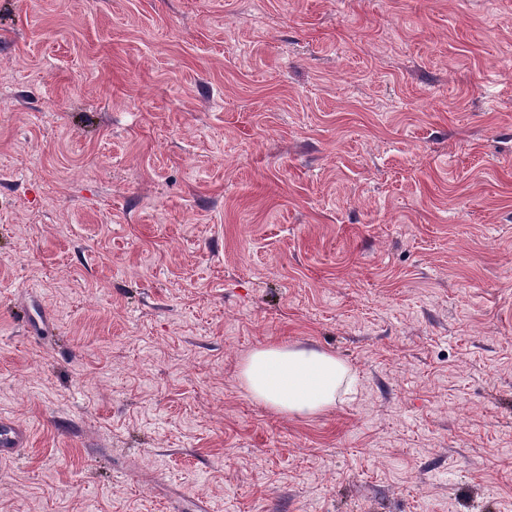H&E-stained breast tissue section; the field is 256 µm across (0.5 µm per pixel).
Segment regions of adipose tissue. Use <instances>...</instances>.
<instances>
[{
	"instance_id": "1",
	"label": "adipose tissue",
	"mask_w": 512,
	"mask_h": 512,
	"mask_svg": "<svg viewBox=\"0 0 512 512\" xmlns=\"http://www.w3.org/2000/svg\"><path fill=\"white\" fill-rule=\"evenodd\" d=\"M350 374L335 354L268 345L242 361L239 378L252 398L280 415L314 416L335 407Z\"/></svg>"
}]
</instances>
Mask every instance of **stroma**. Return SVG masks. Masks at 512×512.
Returning <instances> with one entry per match:
<instances>
[{
	"mask_svg": "<svg viewBox=\"0 0 512 512\" xmlns=\"http://www.w3.org/2000/svg\"><path fill=\"white\" fill-rule=\"evenodd\" d=\"M0 416V512H512V0H0ZM349 374V366L333 353L268 345L245 357L239 378L252 398L275 413L314 416L336 406ZM27 442L26 428L12 420L0 419V459L16 457Z\"/></svg>",
	"mask_w": 512,
	"mask_h": 512,
	"instance_id": "obj_1",
	"label": "stroma"
}]
</instances>
